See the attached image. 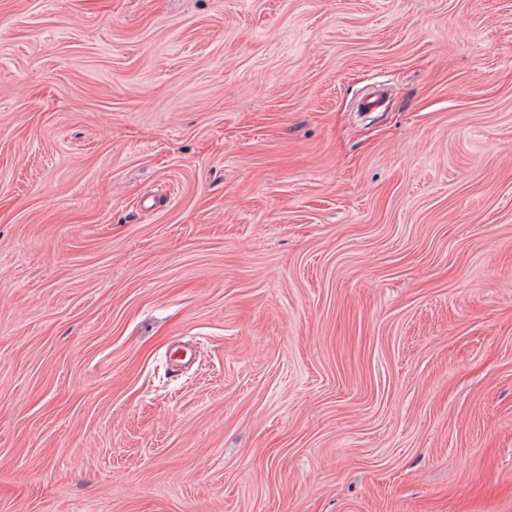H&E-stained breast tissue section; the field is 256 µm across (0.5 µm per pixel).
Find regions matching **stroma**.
Returning <instances> with one entry per match:
<instances>
[{
  "label": "stroma",
  "mask_w": 512,
  "mask_h": 512,
  "mask_svg": "<svg viewBox=\"0 0 512 512\" xmlns=\"http://www.w3.org/2000/svg\"><path fill=\"white\" fill-rule=\"evenodd\" d=\"M0 512H512V0H0Z\"/></svg>",
  "instance_id": "stroma-1"
}]
</instances>
